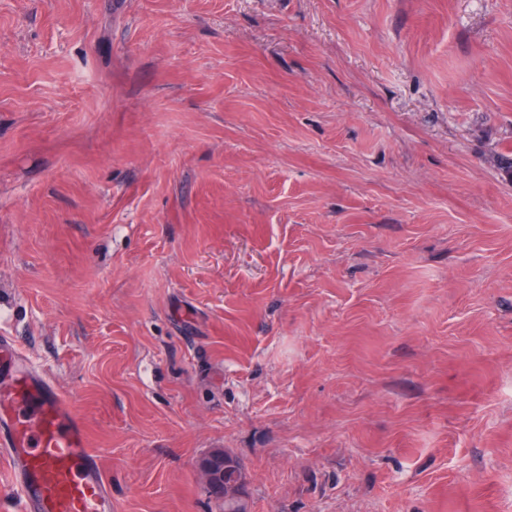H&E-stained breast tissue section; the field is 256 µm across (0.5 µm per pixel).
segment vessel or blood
I'll list each match as a JSON object with an SVG mask.
<instances>
[{
  "instance_id": "b4317fda",
  "label": "vessel or blood",
  "mask_w": 512,
  "mask_h": 512,
  "mask_svg": "<svg viewBox=\"0 0 512 512\" xmlns=\"http://www.w3.org/2000/svg\"><path fill=\"white\" fill-rule=\"evenodd\" d=\"M0 458L6 459L20 512H112L100 450L45 371L0 336Z\"/></svg>"
}]
</instances>
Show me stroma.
Returning a JSON list of instances; mask_svg holds the SVG:
<instances>
[{
  "mask_svg": "<svg viewBox=\"0 0 512 512\" xmlns=\"http://www.w3.org/2000/svg\"><path fill=\"white\" fill-rule=\"evenodd\" d=\"M512 0H0V336L112 512H512ZM240 469H243L240 461L226 450H213L198 463V470L202 473L210 493L215 498L224 500V512L247 511L240 497H224V473L225 482L228 483Z\"/></svg>",
  "mask_w": 512,
  "mask_h": 512,
  "instance_id": "obj_1",
  "label": "stroma"
}]
</instances>
